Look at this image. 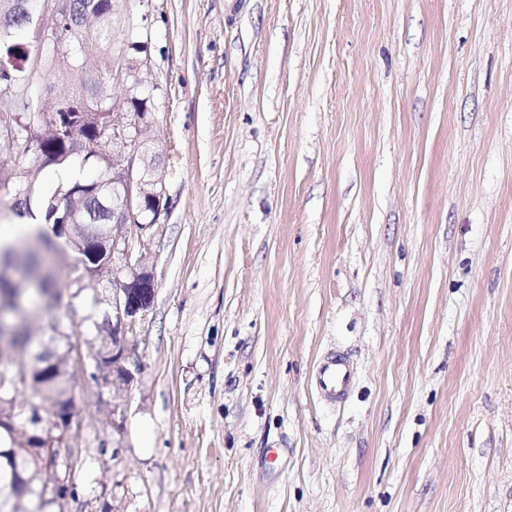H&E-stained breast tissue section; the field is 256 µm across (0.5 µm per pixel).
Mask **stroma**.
Returning <instances> with one entry per match:
<instances>
[{
    "instance_id": "35a3bbf8",
    "label": "stroma",
    "mask_w": 512,
    "mask_h": 512,
    "mask_svg": "<svg viewBox=\"0 0 512 512\" xmlns=\"http://www.w3.org/2000/svg\"><path fill=\"white\" fill-rule=\"evenodd\" d=\"M131 28L156 294L120 414L75 374L51 512H512V0H124ZM88 313L24 323L84 354ZM351 379L349 359L344 354L336 353L320 363L316 373V386L325 399L340 401L345 396Z\"/></svg>"
}]
</instances>
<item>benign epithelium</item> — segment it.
I'll return each instance as SVG.
<instances>
[{
  "instance_id": "obj_1",
  "label": "benign epithelium",
  "mask_w": 512,
  "mask_h": 512,
  "mask_svg": "<svg viewBox=\"0 0 512 512\" xmlns=\"http://www.w3.org/2000/svg\"><path fill=\"white\" fill-rule=\"evenodd\" d=\"M64 13V0H43L38 23L39 46L52 39ZM145 65V60L126 59L125 48L119 45L115 48L112 65L98 70L102 74L100 87L117 79L125 84L126 97L112 99L110 113H84L83 119H95L97 135L93 138L74 133L69 114L83 113V104L66 97L51 99L53 111L43 113L41 125L32 123L28 114L17 112L3 125L11 142L26 151L39 152L46 164L57 160V154L47 148L49 136L64 140L66 153L85 158L98 153L104 142L112 145V175L98 187L112 197V223L86 224L79 229L62 218L59 228L83 259L80 274L74 280L77 287H95L104 281L112 284L111 293L105 299L108 310L104 319L112 336V368L100 373L97 387L113 400L114 415L119 409L117 396L129 391L136 374L141 372L140 363L133 359L128 348V339L129 333L152 307L155 297V280L146 265L143 237L158 223L164 199V184L155 174L157 144L151 135L152 113L137 115L127 109V98L142 91L139 73ZM81 202L80 190L73 187L59 196L56 211L64 216L73 214L80 209ZM22 416L33 427L28 437L39 434L38 453L45 457L39 470L53 468L48 455L56 447H71L77 435L73 427L74 413H69L62 421L56 419L53 425L46 427L36 405H19L13 401L0 406V423L7 421L14 428Z\"/></svg>"
}]
</instances>
